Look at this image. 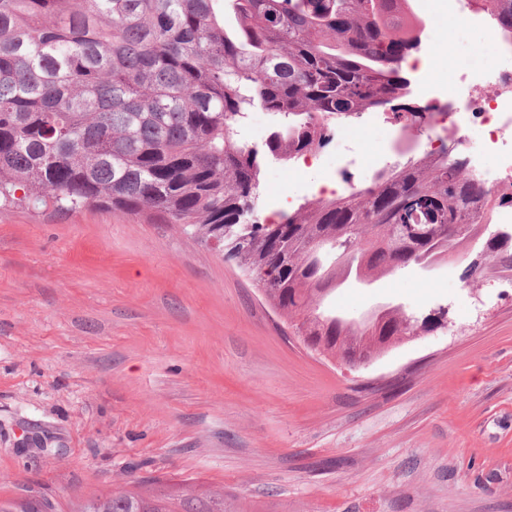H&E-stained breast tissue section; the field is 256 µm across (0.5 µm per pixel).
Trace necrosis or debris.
I'll list each match as a JSON object with an SVG mask.
<instances>
[{
    "label": "necrosis or debris",
    "instance_id": "4bbe7bcc",
    "mask_svg": "<svg viewBox=\"0 0 512 512\" xmlns=\"http://www.w3.org/2000/svg\"><path fill=\"white\" fill-rule=\"evenodd\" d=\"M421 90L459 108L456 141L471 173L487 187L512 183V43L481 67L459 71L453 84L440 71L427 73Z\"/></svg>",
    "mask_w": 512,
    "mask_h": 512
}]
</instances>
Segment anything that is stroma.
<instances>
[{"instance_id": "obj_1", "label": "stroma", "mask_w": 512, "mask_h": 512, "mask_svg": "<svg viewBox=\"0 0 512 512\" xmlns=\"http://www.w3.org/2000/svg\"><path fill=\"white\" fill-rule=\"evenodd\" d=\"M348 145L422 137L388 109ZM328 143L268 163L260 219L321 178ZM410 267L330 309L379 305L447 327L351 369L307 350L238 266L170 224L0 207V503L55 512L159 476L255 512H512V284Z\"/></svg>"}]
</instances>
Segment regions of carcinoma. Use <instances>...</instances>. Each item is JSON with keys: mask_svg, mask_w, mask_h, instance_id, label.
Masks as SVG:
<instances>
[{"mask_svg": "<svg viewBox=\"0 0 512 512\" xmlns=\"http://www.w3.org/2000/svg\"><path fill=\"white\" fill-rule=\"evenodd\" d=\"M473 2L512 42V0ZM422 29L409 0H0V201L110 208L215 238L308 348L353 367L428 318L387 307L368 326L325 312L324 297L468 251L492 232V199L512 192L483 186L445 144L270 222L255 218L260 179L366 111L424 121L403 74ZM257 108L276 117L260 148L239 134ZM486 251L489 271L512 274V242ZM79 512L247 509L147 478Z\"/></svg>", "mask_w": 512, "mask_h": 512, "instance_id": "obj_1", "label": "carcinoma"}]
</instances>
